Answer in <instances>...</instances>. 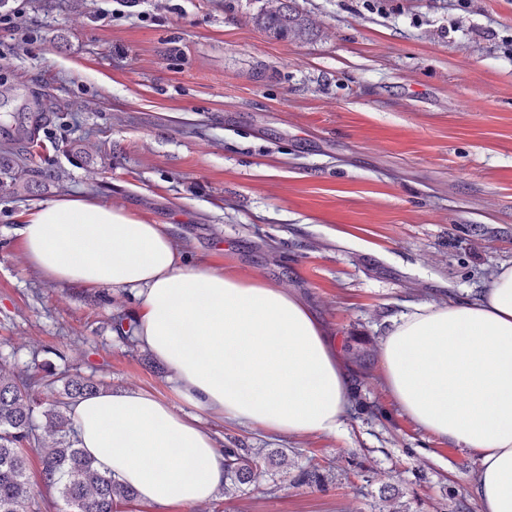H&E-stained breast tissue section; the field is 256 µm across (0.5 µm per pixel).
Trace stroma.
Here are the masks:
<instances>
[{"label":"stroma","instance_id":"1","mask_svg":"<svg viewBox=\"0 0 512 512\" xmlns=\"http://www.w3.org/2000/svg\"><path fill=\"white\" fill-rule=\"evenodd\" d=\"M276 4L0 0L14 19L0 23V84L15 90L0 144L22 162L17 130H34L48 173L0 194V358L179 401L149 351L117 337L136 297L93 302L26 266L13 227L62 195L168 225L196 264L301 292L348 361L378 354L389 316L469 298L512 260V0H293L310 31L288 40L256 22ZM349 378L362 407L334 434L202 418L288 462L239 497L166 512H479L474 457L419 428L379 378ZM312 463L325 488L297 484Z\"/></svg>","mask_w":512,"mask_h":512}]
</instances>
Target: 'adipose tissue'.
Segmentation results:
<instances>
[{
	"instance_id": "obj_1",
	"label": "adipose tissue",
	"mask_w": 512,
	"mask_h": 512,
	"mask_svg": "<svg viewBox=\"0 0 512 512\" xmlns=\"http://www.w3.org/2000/svg\"><path fill=\"white\" fill-rule=\"evenodd\" d=\"M15 234L49 283L137 296V336L186 403L150 391H101L71 407L79 446L99 470L162 512L207 503L224 451L199 414L273 435L340 431L347 365L293 291L190 262L167 225L89 194L38 203ZM381 382L425 432L477 463L481 512H512V262L470 299L410 305L379 346Z\"/></svg>"
}]
</instances>
